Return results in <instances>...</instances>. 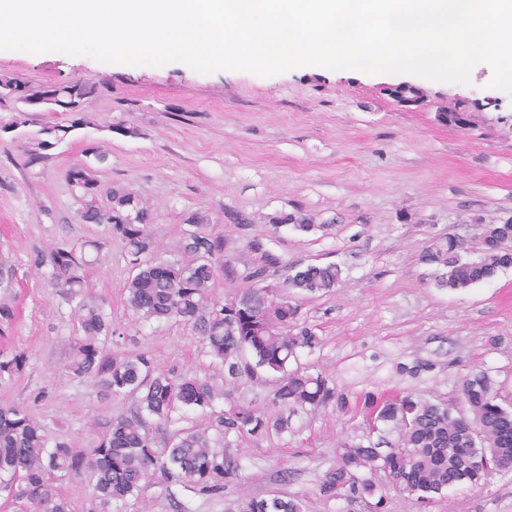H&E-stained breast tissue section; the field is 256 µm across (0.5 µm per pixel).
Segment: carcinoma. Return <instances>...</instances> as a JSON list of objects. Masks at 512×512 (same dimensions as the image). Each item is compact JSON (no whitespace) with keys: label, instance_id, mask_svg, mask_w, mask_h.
<instances>
[{"label":"carcinoma","instance_id":"cac0c4a2","mask_svg":"<svg viewBox=\"0 0 512 512\" xmlns=\"http://www.w3.org/2000/svg\"><path fill=\"white\" fill-rule=\"evenodd\" d=\"M30 96H55L60 112L80 113L94 91L86 81L55 86L33 85L0 74V86ZM73 189L84 200L80 219L105 224L126 248L132 276L126 284L127 304L142 321H182L197 331L208 353L224 368V379H252L265 371L277 375L274 404L313 410L332 406L347 412L349 399L329 378L296 368L288 369L301 350H314L320 340L310 328L298 324L295 294L331 292L340 278L335 265L291 266L274 288L258 283L278 271L281 259L259 240L250 249L259 263L246 271V283L235 296L220 303L211 297L217 270L224 261V236L204 231L210 219L195 212L186 218L192 230L185 233L176 258L157 254L150 209L122 187L109 192L108 206L96 205L97 181L92 173L72 167L67 173ZM269 223H288L308 232L312 218L296 211L274 215ZM483 249L479 256L462 255V243L453 237L434 240L421 260L435 267V280L452 290L491 280L512 267V218L477 224ZM35 268L48 263L54 270L53 287L66 300L79 299L77 331L71 344L70 371L92 376L107 396H129V413L110 420L108 430L91 448H76L65 440L49 444L45 428L26 408L0 405V492L19 512H71L55 481L88 475L93 498L103 506L139 494L157 479L183 480L198 490L218 494L224 479L232 478L237 461L224 450L232 433L254 434L289 428L284 415L259 414L250 406L234 403L213 414L206 428L169 427L196 410L214 409L224 398V385L197 376L165 373L145 352H107L101 339L114 335L112 322L95 296L86 293L85 254L57 245L34 253ZM370 429L396 434L395 441L353 444L336 448V466L319 484L324 497L373 495L370 478L383 471L401 492L421 505L452 486L479 485L487 478L512 470V407L498 402L494 382L484 370H475L460 383L458 401L432 403L404 391L387 395L367 392L361 398ZM241 512H301L296 499L279 495L251 497Z\"/></svg>","mask_w":512,"mask_h":512}]
</instances>
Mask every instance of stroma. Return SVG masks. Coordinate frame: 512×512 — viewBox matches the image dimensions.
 Masks as SVG:
<instances>
[{"mask_svg":"<svg viewBox=\"0 0 512 512\" xmlns=\"http://www.w3.org/2000/svg\"><path fill=\"white\" fill-rule=\"evenodd\" d=\"M0 73L46 86L96 85L81 126L71 127L67 114L37 112L32 122L0 131V307L13 312L0 323V354L25 356L20 373L0 378V403L29 408L49 440L91 447L99 434L87 428L89 414L107 421L133 404L104 396L96 379L68 370L76 305L55 295L51 266L31 265L35 251L61 241L102 244L87 291L121 333L105 341V350L149 353L158 370L223 382L225 403L274 410V375L224 381L191 326L137 320L126 305L124 245L105 225L81 221L82 203L67 178L71 167L93 168L99 204L115 186L147 202L162 257L175 255L190 213L208 215L236 270L217 276V301L236 295L241 273L257 264L249 248L254 239L285 262L341 270L331 293L296 297L301 320L320 339L314 351H300L297 365L331 377L351 401L347 413L300 408L289 417L288 433L227 436L239 469L217 495L162 479L103 508L87 477L62 480L74 512H239L244 499L271 494L298 497L303 512H423L381 472L374 476L378 496L320 495L339 442L363 439L359 398L404 390L446 403L478 366L491 376L500 402L512 405V268L451 291L421 261L442 236L460 239L468 256H477L476 222L512 217V96L490 88V66H475L470 84L462 85L326 68L267 77L203 74L177 62L135 66L0 50ZM404 81L421 88L419 105L406 107L388 95V85ZM460 106L473 116L472 128L438 122V112ZM55 123L70 125L69 134L38 148L42 127ZM298 210L317 230L268 222ZM237 214L248 224L234 223ZM419 362L424 370L409 374ZM432 512H512V472L448 489Z\"/></svg>","mask_w":512,"mask_h":512,"instance_id":"obj_1","label":"stroma"}]
</instances>
